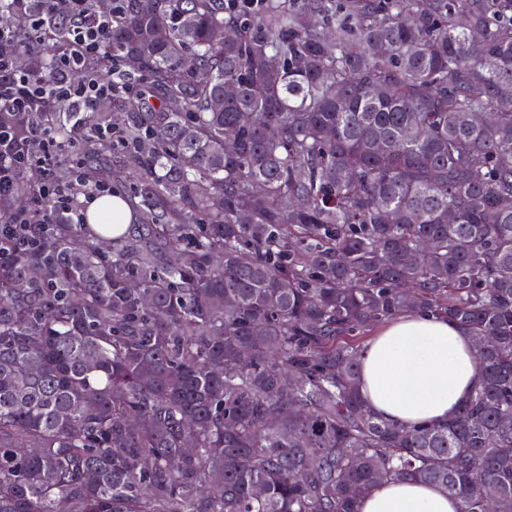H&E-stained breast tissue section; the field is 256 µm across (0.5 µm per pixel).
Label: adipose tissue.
<instances>
[{"label":"adipose tissue","mask_w":512,"mask_h":512,"mask_svg":"<svg viewBox=\"0 0 512 512\" xmlns=\"http://www.w3.org/2000/svg\"><path fill=\"white\" fill-rule=\"evenodd\" d=\"M479 384L471 336L438 315L404 313L383 323L363 346L361 392L375 414L407 428L443 423ZM437 486L378 484L359 512H459Z\"/></svg>","instance_id":"obj_1"}]
</instances>
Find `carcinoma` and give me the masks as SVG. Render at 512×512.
Returning a JSON list of instances; mask_svg holds the SVG:
<instances>
[{"label": "carcinoma", "mask_w": 512, "mask_h": 512, "mask_svg": "<svg viewBox=\"0 0 512 512\" xmlns=\"http://www.w3.org/2000/svg\"><path fill=\"white\" fill-rule=\"evenodd\" d=\"M5 15L0 53L48 76L64 18ZM29 17L51 42L9 39ZM86 73L112 97L76 123L0 106V512H358L385 480L512 512V0H122ZM43 129L124 145L138 237L58 208L111 187L68 149L54 195L29 181ZM416 311L470 332L482 383L406 429L359 357Z\"/></svg>", "instance_id": "carcinoma-1"}]
</instances>
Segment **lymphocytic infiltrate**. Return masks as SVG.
<instances>
[{"mask_svg": "<svg viewBox=\"0 0 512 512\" xmlns=\"http://www.w3.org/2000/svg\"><path fill=\"white\" fill-rule=\"evenodd\" d=\"M84 0H57V6L69 13L73 24L68 50L53 60L51 79H33L13 71L8 58H0V104L25 112L42 103L61 106L67 112H90L112 95L111 82L83 75L82 69L108 40L112 19L101 16L87 18L82 10Z\"/></svg>", "mask_w": 512, "mask_h": 512, "instance_id": "1", "label": "lymphocytic infiltrate"}]
</instances>
